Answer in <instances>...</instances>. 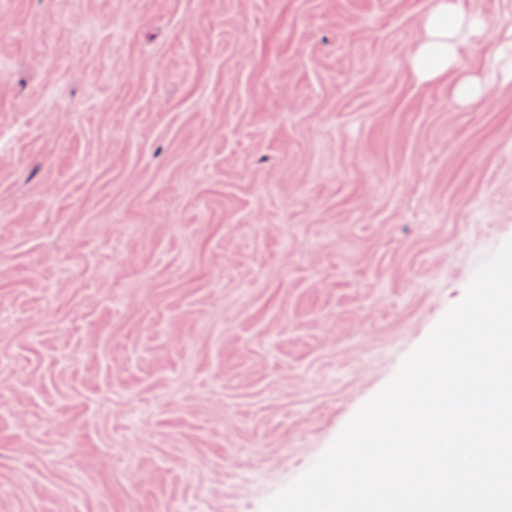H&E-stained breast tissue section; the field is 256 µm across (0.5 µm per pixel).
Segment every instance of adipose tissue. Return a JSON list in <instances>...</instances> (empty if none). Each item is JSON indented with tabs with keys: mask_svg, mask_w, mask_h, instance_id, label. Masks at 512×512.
<instances>
[{
	"mask_svg": "<svg viewBox=\"0 0 512 512\" xmlns=\"http://www.w3.org/2000/svg\"><path fill=\"white\" fill-rule=\"evenodd\" d=\"M423 30V37L407 62L420 82L451 78L455 98L463 104L479 101L492 83H512L511 66L468 75L460 71V36L477 43L486 34L487 20L480 12L462 10L458 0H434L423 20Z\"/></svg>",
	"mask_w": 512,
	"mask_h": 512,
	"instance_id": "adipose-tissue-1",
	"label": "adipose tissue"
}]
</instances>
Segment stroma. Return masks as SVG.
I'll list each match as a JSON object with an SVG mask.
<instances>
[{
	"label": "stroma",
	"instance_id": "obj_1",
	"mask_svg": "<svg viewBox=\"0 0 512 512\" xmlns=\"http://www.w3.org/2000/svg\"><path fill=\"white\" fill-rule=\"evenodd\" d=\"M431 5L0 0V512H261L463 299L512 84ZM458 1L434 0L423 20V37L407 65L423 83L452 78L457 102L471 104L479 101L492 83H512V67L468 75L461 73L459 35L464 33L472 42L478 43L483 40L488 24L480 12L463 11Z\"/></svg>",
	"mask_w": 512,
	"mask_h": 512
}]
</instances>
